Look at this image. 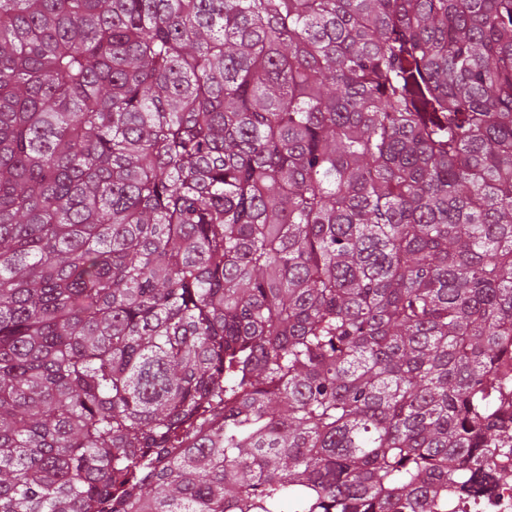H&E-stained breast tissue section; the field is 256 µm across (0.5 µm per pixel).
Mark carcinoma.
Wrapping results in <instances>:
<instances>
[{"mask_svg":"<svg viewBox=\"0 0 512 512\" xmlns=\"http://www.w3.org/2000/svg\"><path fill=\"white\" fill-rule=\"evenodd\" d=\"M508 482L512 0H0V512Z\"/></svg>","mask_w":512,"mask_h":512,"instance_id":"obj_1","label":"carcinoma"}]
</instances>
